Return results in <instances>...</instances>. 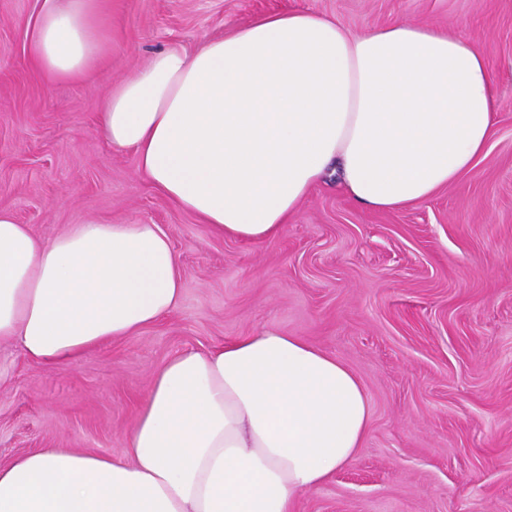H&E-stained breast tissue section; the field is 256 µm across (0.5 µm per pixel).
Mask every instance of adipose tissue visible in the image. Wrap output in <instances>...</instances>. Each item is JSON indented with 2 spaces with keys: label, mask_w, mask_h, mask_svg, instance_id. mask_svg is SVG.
I'll return each instance as SVG.
<instances>
[{
  "label": "adipose tissue",
  "mask_w": 512,
  "mask_h": 512,
  "mask_svg": "<svg viewBox=\"0 0 512 512\" xmlns=\"http://www.w3.org/2000/svg\"><path fill=\"white\" fill-rule=\"evenodd\" d=\"M104 0L47 5L33 65L57 80L103 60ZM103 131L159 193L227 238H275L334 174L380 211L426 202L473 169L496 116L487 49L395 22L349 31L265 14L194 53L172 46L113 85ZM156 224L72 225L50 240L0 210V341L67 365L181 302ZM371 418L345 364L263 328L154 373L121 458L52 448L0 463V512H292L353 461Z\"/></svg>",
  "instance_id": "adipose-tissue-1"
}]
</instances>
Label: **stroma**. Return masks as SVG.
Instances as JSON below:
<instances>
[{"instance_id":"stroma-1","label":"stroma","mask_w":512,"mask_h":512,"mask_svg":"<svg viewBox=\"0 0 512 512\" xmlns=\"http://www.w3.org/2000/svg\"><path fill=\"white\" fill-rule=\"evenodd\" d=\"M45 0H0V210L43 240L71 225L156 224L183 270L179 307L66 366L0 343V462L45 448L121 456L155 370L264 327L336 356L372 415L357 458L295 512H512V0H112L101 66L60 82L30 60ZM353 32L428 24L488 48L498 96L486 151L433 199L378 211L335 180L281 234L227 239L112 149L97 105L177 45L271 12Z\"/></svg>"}]
</instances>
